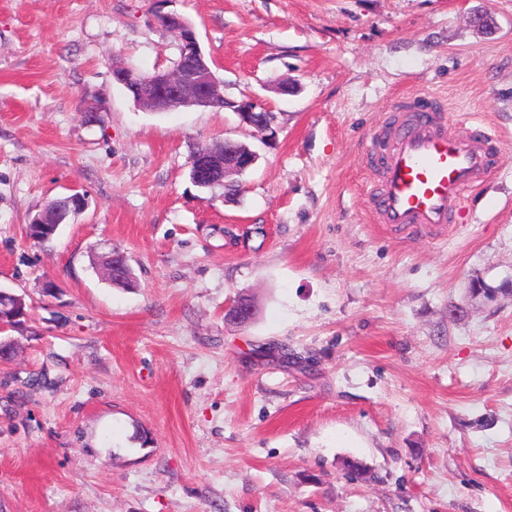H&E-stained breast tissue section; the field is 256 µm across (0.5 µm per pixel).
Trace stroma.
I'll return each instance as SVG.
<instances>
[{
  "instance_id": "35a3bbf8",
  "label": "stroma",
  "mask_w": 512,
  "mask_h": 512,
  "mask_svg": "<svg viewBox=\"0 0 512 512\" xmlns=\"http://www.w3.org/2000/svg\"><path fill=\"white\" fill-rule=\"evenodd\" d=\"M166 14L275 137L133 103L112 70L172 67ZM418 95L499 163L456 223L385 231L366 159ZM227 138L259 154L233 199L189 178ZM111 249L135 288L94 269ZM476 279H512V0H0V288L31 307L0 512H512V297Z\"/></svg>"
}]
</instances>
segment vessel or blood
<instances>
[{
    "instance_id": "obj_1",
    "label": "vessel or blood",
    "mask_w": 512,
    "mask_h": 512,
    "mask_svg": "<svg viewBox=\"0 0 512 512\" xmlns=\"http://www.w3.org/2000/svg\"><path fill=\"white\" fill-rule=\"evenodd\" d=\"M408 115L371 152L369 221L394 230L453 223L465 191L482 184L495 165L497 140L485 129L462 135L429 99H402Z\"/></svg>"
}]
</instances>
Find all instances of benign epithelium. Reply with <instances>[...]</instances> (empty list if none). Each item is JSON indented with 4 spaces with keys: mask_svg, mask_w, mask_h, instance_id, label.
Here are the masks:
<instances>
[{
    "mask_svg": "<svg viewBox=\"0 0 512 512\" xmlns=\"http://www.w3.org/2000/svg\"><path fill=\"white\" fill-rule=\"evenodd\" d=\"M165 27L176 33L184 42L183 58L180 64L170 70H155L142 74L130 68L117 66L113 69L114 80L124 86L134 102L150 111L163 112L179 106H195L221 111L231 108L240 119V125L259 132H273L262 113L266 108L254 101L236 102L224 97L223 83L216 76L206 60L196 30L192 24L177 16L163 18ZM258 160V154L251 152L235 157L224 156L220 163L206 153L190 157L193 182L197 185L222 183L229 186L233 176L250 169ZM254 313V308L238 301L225 310V320L244 325ZM26 317L24 307L19 304L0 307V331L18 326V320Z\"/></svg>",
    "mask_w": 512,
    "mask_h": 512,
    "instance_id": "obj_1",
    "label": "benign epithelium"
}]
</instances>
